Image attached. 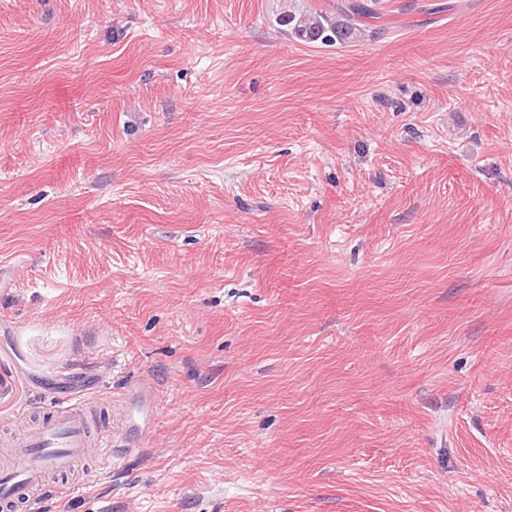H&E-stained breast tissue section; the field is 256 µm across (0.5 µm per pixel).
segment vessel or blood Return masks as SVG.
<instances>
[{
	"mask_svg": "<svg viewBox=\"0 0 512 512\" xmlns=\"http://www.w3.org/2000/svg\"><path fill=\"white\" fill-rule=\"evenodd\" d=\"M12 447L20 451L14 463L0 466V504L30 501L36 491L52 492L55 475L93 467L107 473L118 460V440L99 429L94 405L88 399L69 398L15 435Z\"/></svg>",
	"mask_w": 512,
	"mask_h": 512,
	"instance_id": "1",
	"label": "vessel or blood"
}]
</instances>
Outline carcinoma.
Segmentation results:
<instances>
[{"label":"carcinoma","instance_id":"1","mask_svg":"<svg viewBox=\"0 0 512 512\" xmlns=\"http://www.w3.org/2000/svg\"><path fill=\"white\" fill-rule=\"evenodd\" d=\"M374 3L368 0H344L337 18H316L290 10L279 13L277 23L296 39L324 45L347 44L361 32L362 20L375 17Z\"/></svg>","mask_w":512,"mask_h":512}]
</instances>
